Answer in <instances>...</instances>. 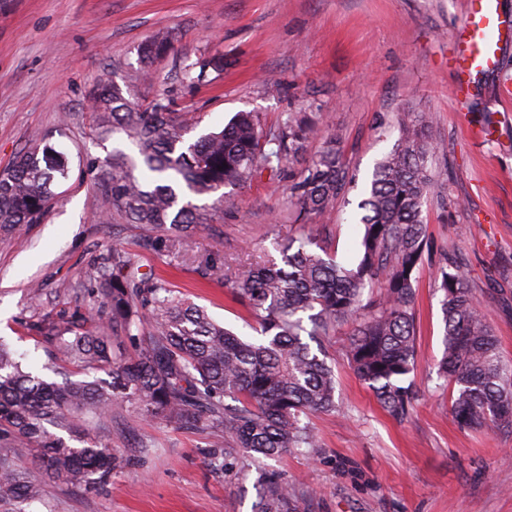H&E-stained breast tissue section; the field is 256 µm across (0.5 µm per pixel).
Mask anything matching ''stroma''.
<instances>
[{
  "instance_id": "obj_1",
  "label": "stroma",
  "mask_w": 512,
  "mask_h": 512,
  "mask_svg": "<svg viewBox=\"0 0 512 512\" xmlns=\"http://www.w3.org/2000/svg\"><path fill=\"white\" fill-rule=\"evenodd\" d=\"M465 0H0V170L48 136L68 159L57 199L35 224L0 240V341L23 370L56 380L52 347L40 328L66 326L85 310L97 268L113 245L134 254L140 272L169 282L215 320L251 335L248 313L225 277L273 256L288 222V186L266 177L227 188L223 215L173 252L144 248L134 225L106 218L93 159L128 141L99 138L91 92L106 77L139 103L179 85L185 64L220 54L221 74L180 100L199 113V132L223 128L236 112H311L319 139L341 138L359 184L398 136L405 112L434 119L438 149L423 208L432 252L416 275L417 357L408 376L416 393L406 420L389 416L344 355L345 328L328 342L339 407L314 419L318 445L288 451L268 469L293 483L300 512H512V436L461 429L452 388L437 371L442 346L439 263L459 256L468 285L490 316L505 363L512 364V42L485 75L467 111L455 108L448 69ZM170 32L173 48L152 77L137 49ZM349 203L326 221L340 262L359 233ZM224 235L216 250L212 231ZM217 271L201 274L206 260ZM94 436L127 458L101 487L46 485L31 512H252L255 469L213 463V438L158 419L119 412Z\"/></svg>"
}]
</instances>
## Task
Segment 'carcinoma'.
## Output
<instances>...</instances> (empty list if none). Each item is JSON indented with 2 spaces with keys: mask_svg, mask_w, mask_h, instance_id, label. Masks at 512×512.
<instances>
[{
  "mask_svg": "<svg viewBox=\"0 0 512 512\" xmlns=\"http://www.w3.org/2000/svg\"><path fill=\"white\" fill-rule=\"evenodd\" d=\"M171 49V35L156 33L139 50L143 66ZM223 70L224 57L199 58L183 67L182 84L192 87ZM91 98L98 133L122 134L137 149L135 156L115 149L96 165L108 215L136 225L151 249H172L213 220L197 199L212 196L222 205L224 188L265 172L288 182L294 224L326 215L355 186L337 135L306 156L315 126L305 112H289L270 126L256 112H239L192 141L200 116L179 110L172 90L141 104L117 85L102 84ZM431 125L422 113H405L395 143L374 168L354 212L361 227L355 264L337 261L318 224L304 238L278 237L279 258L224 279L253 317V339L215 322L165 280L137 275L134 257L115 247L88 315L72 321L80 331L49 333L58 364L104 370L107 378L49 382L22 370L0 342V512L45 502L20 448L50 478L88 485L112 478L127 459L97 443L91 430L93 419L116 407L180 430L224 435L231 443L224 466L240 451L258 472L254 512H299L296 495L266 471L265 460L317 447L310 418L336 409L325 344L343 323L355 324L346 346L354 372L387 413L406 418L414 398L404 381L417 354L416 274L428 245L422 212L436 153ZM66 174V159L54 155L46 138L32 139L0 177V235L43 216ZM435 282L443 293L439 371L453 385L455 420L464 429L512 435V365L501 359L457 258L439 264ZM118 336L138 342L134 356L116 353ZM49 424L79 433V445L50 432Z\"/></svg>",
  "mask_w": 512,
  "mask_h": 512,
  "instance_id": "obj_1",
  "label": "carcinoma"
}]
</instances>
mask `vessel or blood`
Wrapping results in <instances>:
<instances>
[{"instance_id": "obj_1", "label": "vessel or blood", "mask_w": 512, "mask_h": 512, "mask_svg": "<svg viewBox=\"0 0 512 512\" xmlns=\"http://www.w3.org/2000/svg\"><path fill=\"white\" fill-rule=\"evenodd\" d=\"M509 36L512 17L500 14L495 0H467L466 17L455 31L448 59L457 75L455 97L469 95L481 76L497 68L499 43Z\"/></svg>"}]
</instances>
